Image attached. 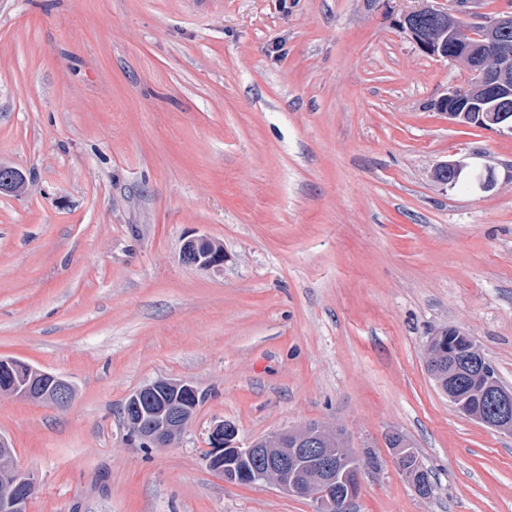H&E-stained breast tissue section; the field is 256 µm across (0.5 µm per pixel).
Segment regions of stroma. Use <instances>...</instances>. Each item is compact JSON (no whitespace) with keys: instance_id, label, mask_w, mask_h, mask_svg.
Instances as JSON below:
<instances>
[{"instance_id":"35a3bbf8","label":"stroma","mask_w":512,"mask_h":512,"mask_svg":"<svg viewBox=\"0 0 512 512\" xmlns=\"http://www.w3.org/2000/svg\"><path fill=\"white\" fill-rule=\"evenodd\" d=\"M512 0H0V358L62 376L69 406L0 393L28 512H316L232 485L204 455L316 423L365 473L348 512H512V433L460 413L425 348L464 328L512 388V136L449 123L470 76L399 31ZM463 158L497 185L429 179ZM224 270L181 260L189 236ZM159 378L203 401L171 444L122 407ZM432 472L420 498L389 432Z\"/></svg>"}]
</instances>
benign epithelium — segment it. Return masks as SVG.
<instances>
[{
  "label": "benign epithelium",
  "instance_id": "obj_1",
  "mask_svg": "<svg viewBox=\"0 0 512 512\" xmlns=\"http://www.w3.org/2000/svg\"><path fill=\"white\" fill-rule=\"evenodd\" d=\"M512 27V16H495L475 30L459 32L448 29V45L453 54L471 60L476 80L491 94L485 97L468 96L459 88H452L440 98L446 106L448 119L471 121L494 133L512 135V45L498 40L500 32ZM448 179L468 177L481 190L496 185L493 169L468 170V163L450 160ZM204 238L188 239L182 248L181 258L186 264L203 271L219 272L224 267V253H206L202 250ZM465 363L474 374L471 393L491 403V410L475 414L480 423L497 432H512V388H506L487 379L488 362L468 333L456 328L455 335L448 337V369ZM47 373L30 368L27 376L16 383L11 395L26 401H48L58 406L69 405L74 398L72 384L61 376H52L53 385L44 388ZM163 382L152 381L136 390L128 400L124 416L128 426L140 430L144 421L141 400L157 391ZM188 408H172L164 405L157 411L159 425L151 426L145 440L161 448L169 445L175 436L185 430L190 420L185 418ZM209 438L214 447L213 464L224 475V481L239 484L245 479L263 481L280 491L300 497H310L317 503L318 512H346L351 499L359 493L362 468L355 466L342 469L332 456L330 445L335 443L336 433L328 428L312 429L308 426L271 433L261 440L243 443L237 429L224 423L214 425ZM250 465L235 468L224 464V455ZM0 481L8 488L0 498V512H24L25 504L39 491V482L15 459L8 440L0 436Z\"/></svg>",
  "mask_w": 512,
  "mask_h": 512
}]
</instances>
